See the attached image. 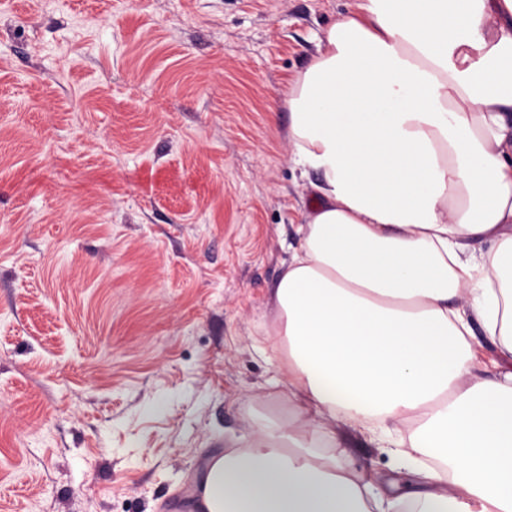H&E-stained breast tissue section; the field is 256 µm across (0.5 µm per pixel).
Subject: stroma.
Returning a JSON list of instances; mask_svg holds the SVG:
<instances>
[{
    "mask_svg": "<svg viewBox=\"0 0 512 512\" xmlns=\"http://www.w3.org/2000/svg\"><path fill=\"white\" fill-rule=\"evenodd\" d=\"M0 0V512H198L288 415L271 295L310 201L287 83L356 0ZM385 499L420 464L344 424Z\"/></svg>",
    "mask_w": 512,
    "mask_h": 512,
    "instance_id": "1",
    "label": "stroma"
}]
</instances>
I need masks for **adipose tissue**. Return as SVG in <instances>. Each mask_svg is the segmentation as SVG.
Here are the masks:
<instances>
[{"mask_svg":"<svg viewBox=\"0 0 512 512\" xmlns=\"http://www.w3.org/2000/svg\"><path fill=\"white\" fill-rule=\"evenodd\" d=\"M286 103L317 176L272 294L289 413L207 461L200 512H390L338 420L407 426L410 512H512V0H356ZM476 333L474 339V345L478 352V363L476 364V373L486 378H493L497 373V370L493 368L490 363V359L494 354V346L484 336L481 327L477 324L474 325Z\"/></svg>","mask_w":512,"mask_h":512,"instance_id":"ef3b65f1","label":"adipose tissue"}]
</instances>
